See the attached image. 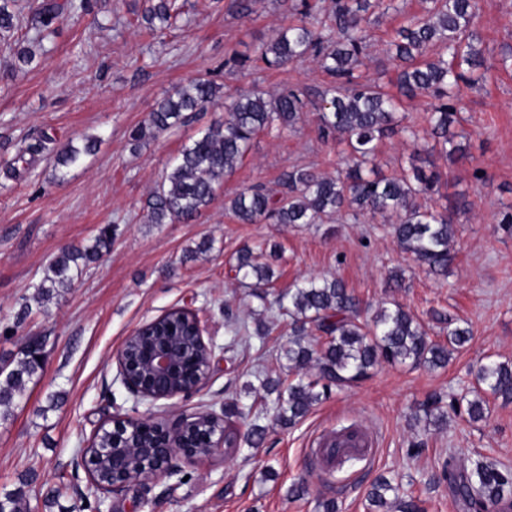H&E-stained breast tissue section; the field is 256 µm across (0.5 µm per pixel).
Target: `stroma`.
I'll return each mask as SVG.
<instances>
[{
	"mask_svg": "<svg viewBox=\"0 0 512 512\" xmlns=\"http://www.w3.org/2000/svg\"><path fill=\"white\" fill-rule=\"evenodd\" d=\"M396 2L400 13L370 27L364 70L385 85L395 77L389 35L422 9L421 0ZM300 3L254 0L243 16L234 0H186L181 28L159 39L142 19L144 0H89L88 10L62 20L29 63L19 56L21 41L0 34V160L18 161L16 177L0 175V362L33 339L43 358L11 419L0 422V497L16 494L30 512H323L322 501L331 498L339 512H367L371 485L385 475L396 477L425 512H469L442 478L443 466L467 468L482 457L512 467V400L491 401L476 423L463 412L449 414L440 427L413 419L429 394H460L478 360H512V233L500 224L512 206V0H483L476 25L488 49L486 80L460 88L467 157L437 161L440 184L424 199L447 208L454 222L456 258L447 276L428 273L404 253L379 217L239 224L225 211V201L252 184L277 191L280 173L293 166L336 174L347 144L322 143L312 112L280 133L258 134L194 221H146V201L169 160L200 130L223 121L224 96L294 88L314 100L324 90L328 77L310 61L284 69L224 65L287 26ZM200 77L215 81L219 102L178 127L132 141L158 101ZM46 135L60 148L94 138L97 149L62 174L54 156L19 153ZM477 166L484 181L472 177ZM109 225L117 229L110 250L75 276L63 296L40 299L35 286L50 261L65 247L91 244ZM204 241L210 251L189 258L188 250ZM265 241L284 250L271 293L337 276L371 308L401 303L433 340L443 338L430 318L434 309L469 327L472 338L443 369L378 366L313 406L293 428L260 415L266 438L259 447L181 457L175 474L101 498L90 494L80 455L99 425L145 412L166 421L203 409L220 413L229 396L259 403L264 378L287 377V317L265 309L252 288L227 274L237 250ZM398 269L404 285L390 287ZM173 307L197 310L217 343L210 377L187 397L134 402L115 380L116 353L134 329ZM261 324L267 335H257ZM239 327L249 338L236 344ZM351 425L371 438L369 462L326 472L315 454L318 438ZM418 439L424 448L409 456ZM298 484L305 491L292 496Z\"/></svg>",
	"mask_w": 512,
	"mask_h": 512,
	"instance_id": "35a3bbf8",
	"label": "stroma"
}]
</instances>
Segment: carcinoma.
<instances>
[{"instance_id": "cac0c4a2", "label": "carcinoma", "mask_w": 512, "mask_h": 512, "mask_svg": "<svg viewBox=\"0 0 512 512\" xmlns=\"http://www.w3.org/2000/svg\"><path fill=\"white\" fill-rule=\"evenodd\" d=\"M13 0H0V32L26 29L25 41L42 44L54 36L57 24L67 14L87 10L88 0H29L28 8L36 24L24 23L21 11L11 8ZM422 14L406 18L393 29L388 53L395 63L397 92L387 91L380 83L365 78L369 46L368 28L391 10L395 0H328L327 19L312 12L303 3L300 16L251 55H234L224 65L244 67L262 63L283 69L307 59L315 61L330 77V85L321 93V103H312L293 89L268 98L260 92L228 95L224 99V122L214 124L192 138L172 158L163 180L147 202L150 224L189 223L215 199L217 189L243 162L255 136L261 132H279L301 119L307 107L318 112L321 139L340 136L349 147L344 167L332 177L309 167L284 171L279 190L269 191L257 184L237 193L225 208L239 224H319L324 218L341 212L353 220L370 215L393 217V234L403 252L426 265L437 276H447L454 261L451 241L453 225L448 212L421 206L419 195L431 191L439 174H425L421 165L410 171L385 177L375 163L378 146L395 131L403 133L415 146V160L421 164L437 153L451 161L464 156V148L453 131L461 124L457 89L459 84L476 85L486 79L487 47L475 20L482 11V0H424ZM181 14L177 0H148L142 19L150 34L170 29ZM217 85L209 79H197L180 87L172 96L156 103L144 125L132 133L140 140L150 134L167 131L184 122L189 112H199L214 102ZM419 95L435 100L427 114L426 125H401L397 114L403 102ZM95 142L83 148L73 145L57 154L56 163L68 167L91 153ZM112 234L101 232L94 244L65 248L49 265L43 280L36 285L43 299L62 295L79 273L108 250ZM282 251L278 243H266L258 250L239 252L229 272L234 279L255 289L273 283L275 271L269 259ZM288 311L289 372L299 377L280 389V381L266 383L267 391L277 393L274 420L288 428L309 411L312 405L331 397L333 391L368 378L380 363L407 364L411 367L442 368L452 353L470 340V331L444 312L434 319L447 329V340L432 342L423 326L402 305L382 308L362 323L360 303L340 278L322 282L294 284L274 300ZM317 331L327 337L325 347L311 348L309 336ZM40 344L24 346L12 360L0 365V420L11 416L15 399L41 369L36 353ZM313 365L316 375L304 379L300 371ZM477 388L446 405L437 395L427 398L421 411L426 423L439 426L448 419V410L465 406L469 419H483L488 406L486 395L512 400V363L489 361L472 367ZM248 413L237 402L224 406L226 447L237 448L245 439L254 445L265 438V429L252 425L246 437L231 429L232 419H245ZM456 493L473 512H503L500 505L512 503V471L477 461L473 469L459 474L443 470ZM377 512H422L414 497L400 492L399 484L379 478L367 496Z\"/></svg>"}]
</instances>
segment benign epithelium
<instances>
[{"label": "benign epithelium", "mask_w": 512, "mask_h": 512, "mask_svg": "<svg viewBox=\"0 0 512 512\" xmlns=\"http://www.w3.org/2000/svg\"><path fill=\"white\" fill-rule=\"evenodd\" d=\"M182 313L191 322L190 338L193 344L204 353L203 364L190 381H184L188 354L182 338L177 336H159L135 355L123 346L116 355L117 380L133 397L152 403L171 400L201 390L209 379L216 343L211 338H204V330L195 311L184 309ZM202 422L211 425L213 431L207 449L200 453L193 443L191 432ZM101 432L102 429H97L82 450L81 463L89 484L103 494L145 485L151 480L175 473L176 459L180 455L202 458L224 447V420L212 410L180 416L165 423L156 422L151 416L112 419V447L130 449L124 456L111 454L109 449L98 444ZM108 454L112 461L111 478L101 482L97 478L99 463Z\"/></svg>", "instance_id": "obj_1"}]
</instances>
